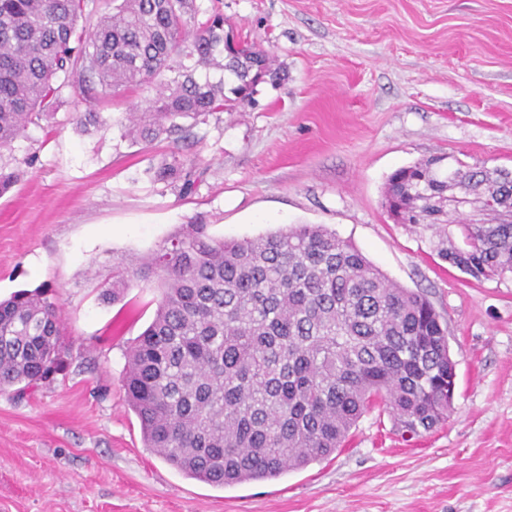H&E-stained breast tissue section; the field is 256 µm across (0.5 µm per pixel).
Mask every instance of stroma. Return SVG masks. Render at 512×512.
<instances>
[{
	"label": "stroma",
	"mask_w": 512,
	"mask_h": 512,
	"mask_svg": "<svg viewBox=\"0 0 512 512\" xmlns=\"http://www.w3.org/2000/svg\"><path fill=\"white\" fill-rule=\"evenodd\" d=\"M198 21L254 42L279 70L240 112L200 117L193 145L122 137L146 89L66 100L0 162L34 156L0 197V299L45 288L68 368L0 390V512H512V275L443 260L435 228L398 224L389 175L434 156L512 170V0H197ZM104 123L76 128L74 112ZM191 189L148 170L172 151ZM224 239L321 224L448 323L456 390L420 437L376 408L327 460L214 487L146 448L125 401V352L157 283L104 300L112 263L152 253L182 224Z\"/></svg>",
	"instance_id": "1"
}]
</instances>
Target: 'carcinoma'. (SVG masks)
<instances>
[{
	"instance_id": "obj_1",
	"label": "carcinoma",
	"mask_w": 512,
	"mask_h": 512,
	"mask_svg": "<svg viewBox=\"0 0 512 512\" xmlns=\"http://www.w3.org/2000/svg\"><path fill=\"white\" fill-rule=\"evenodd\" d=\"M96 9L95 0H0V151H14L67 94L153 89L126 133L178 142L191 137L185 121L242 110L260 82L279 79L266 51L224 36L223 13L195 24L196 0ZM201 68L222 75L201 78ZM442 161L395 170L388 211L401 224H446L448 203H481L493 223L460 225L464 247L439 255L475 278L512 274V171L461 163L450 182ZM32 163L0 166V196ZM148 173L193 185L175 155ZM454 183L459 198L447 196ZM134 278L157 280L161 294L126 353V402L146 447L190 478L217 487L274 480L330 456L375 407L410 438L448 419L455 373L440 314L322 225L228 241L184 224L149 257L113 262L104 296L120 300ZM66 369L44 289L0 300V388Z\"/></svg>"
}]
</instances>
